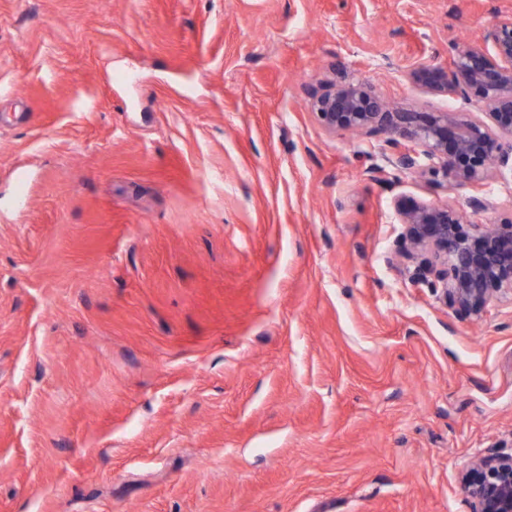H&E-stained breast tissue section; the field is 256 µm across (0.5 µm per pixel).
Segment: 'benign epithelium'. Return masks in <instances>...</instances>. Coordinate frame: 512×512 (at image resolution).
<instances>
[{
	"instance_id": "obj_1",
	"label": "benign epithelium",
	"mask_w": 512,
	"mask_h": 512,
	"mask_svg": "<svg viewBox=\"0 0 512 512\" xmlns=\"http://www.w3.org/2000/svg\"><path fill=\"white\" fill-rule=\"evenodd\" d=\"M408 76L424 92L473 99L483 112L392 108L363 83L334 80L309 89V106L329 134L386 135L385 165L364 171L371 180L391 168L446 188L477 189L512 172V17L496 20L484 41L456 50L448 68L419 64ZM399 215L409 261L403 272L412 284L430 285L445 305L475 318L492 301H512V219L469 232L464 216L446 204L405 207ZM463 491L474 512H512V454L475 460Z\"/></svg>"
}]
</instances>
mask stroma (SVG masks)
<instances>
[{"label":"stroma","mask_w":512,"mask_h":512,"mask_svg":"<svg viewBox=\"0 0 512 512\" xmlns=\"http://www.w3.org/2000/svg\"><path fill=\"white\" fill-rule=\"evenodd\" d=\"M512 0H0V512H472L512 301L402 269L397 201L512 218L306 89L448 67Z\"/></svg>","instance_id":"stroma-1"}]
</instances>
